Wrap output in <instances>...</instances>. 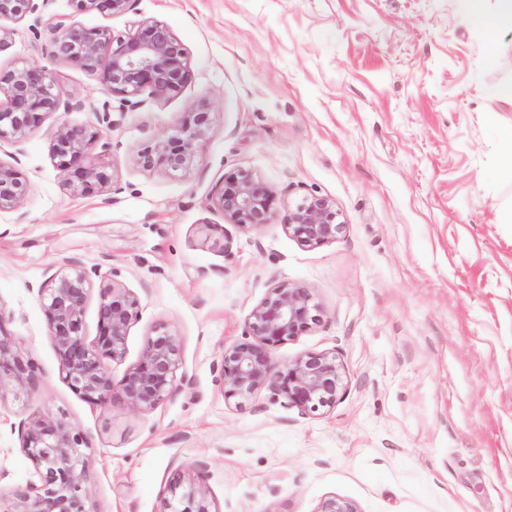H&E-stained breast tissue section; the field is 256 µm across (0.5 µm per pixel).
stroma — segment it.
I'll return each mask as SVG.
<instances>
[{
  "instance_id": "1",
  "label": "stroma",
  "mask_w": 512,
  "mask_h": 512,
  "mask_svg": "<svg viewBox=\"0 0 512 512\" xmlns=\"http://www.w3.org/2000/svg\"><path fill=\"white\" fill-rule=\"evenodd\" d=\"M68 17L123 34L167 23L190 82L122 106L50 62L49 29ZM12 30L0 66L49 67L73 107L0 141V162L30 184L0 212V326L37 379L0 397V512L35 477L21 430L43 418L87 437L96 512H160L180 476L217 512H317L334 495L359 512H512V224L501 221L512 175L499 170L512 102L494 93L512 83L511 28L489 42L459 0H135L123 17L49 0ZM492 51L500 62L485 65ZM197 105L213 122L194 165L138 166ZM108 109L109 130L97 120ZM64 122L100 132L92 160L110 181L93 193L74 191L50 154ZM240 170L274 197L256 229L217 204ZM310 195L343 224L316 248L285 225ZM71 261L119 268L139 299L124 356L107 363L114 379L159 328L179 339L186 381L154 410L132 412L118 391L96 407L64 381L37 289ZM281 282L311 289L322 317L273 358L336 354L348 384L329 411L304 415L265 392L224 399V348Z\"/></svg>"
}]
</instances>
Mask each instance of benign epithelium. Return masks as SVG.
<instances>
[{"mask_svg": "<svg viewBox=\"0 0 512 512\" xmlns=\"http://www.w3.org/2000/svg\"><path fill=\"white\" fill-rule=\"evenodd\" d=\"M46 0H0V47L12 35L6 22L34 14ZM74 12H98L112 17L134 10L135 0H70ZM133 34L116 33L110 27L87 29L63 20L51 27L49 58L72 64L108 87L129 97L149 89L157 97L179 93L192 73L187 50L172 29L158 20L134 22ZM9 105L0 107V140L23 142L44 115L68 109L62 87L45 66L22 64L0 68V95ZM212 123V112L199 106L186 112L175 133L160 139L154 148L139 155L144 169H189ZM99 132L60 124L50 152L63 170L80 176L84 193L108 177L92 162L90 154ZM29 183L14 165L0 164V211L14 210L24 200ZM218 206L230 223L254 229L268 223L273 196L249 171L231 174L217 189ZM286 227L302 245L316 248L336 240L342 230L339 212L328 198L309 196L288 210ZM113 269L99 276L76 264L49 275L38 289L64 380L85 401L104 407L114 391L122 393L128 407L138 413L153 410L176 390V372L182 363L178 338L167 330L148 338L139 360L118 381L105 360L123 356L131 325L138 316V298L119 281ZM98 301V334L92 343L83 334V318L92 296ZM321 320V308L309 288L278 283L251 310L243 340L224 347L219 379L224 399L243 402L262 391L280 397L301 414L332 408L345 393L343 366L327 352L309 353L279 365L273 350L308 332ZM32 363L0 326V393L11 388L26 393L35 386ZM21 448L34 466L37 481L15 489L11 512H93L90 470L84 433L63 419H37L22 433ZM160 512H214L206 490L176 480ZM317 512H358L355 504L332 496Z\"/></svg>", "mask_w": 512, "mask_h": 512, "instance_id": "7a95c632", "label": "benign epithelium"}]
</instances>
